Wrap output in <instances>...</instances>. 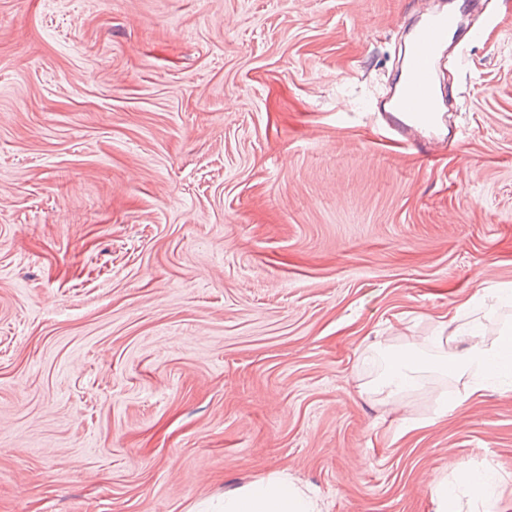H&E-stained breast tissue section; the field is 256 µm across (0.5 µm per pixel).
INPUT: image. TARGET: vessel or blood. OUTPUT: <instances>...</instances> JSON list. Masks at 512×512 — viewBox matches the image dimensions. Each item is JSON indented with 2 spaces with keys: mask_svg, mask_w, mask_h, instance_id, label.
Returning <instances> with one entry per match:
<instances>
[{
  "mask_svg": "<svg viewBox=\"0 0 512 512\" xmlns=\"http://www.w3.org/2000/svg\"><path fill=\"white\" fill-rule=\"evenodd\" d=\"M453 13L432 15L413 30L401 48L403 80L386 101V120L399 130L433 127L439 120L436 95V64L448 36L457 28Z\"/></svg>",
  "mask_w": 512,
  "mask_h": 512,
  "instance_id": "vessel-or-blood-1",
  "label": "vessel or blood"
}]
</instances>
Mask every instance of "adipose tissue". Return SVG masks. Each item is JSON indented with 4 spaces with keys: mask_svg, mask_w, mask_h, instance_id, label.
<instances>
[{
    "mask_svg": "<svg viewBox=\"0 0 512 512\" xmlns=\"http://www.w3.org/2000/svg\"><path fill=\"white\" fill-rule=\"evenodd\" d=\"M443 342L444 354L437 360L424 355L388 353L384 372L369 386L371 392L385 394L391 400L415 387L419 376L437 369L458 379H467L472 387L488 380H512V328L497 336L486 337L479 326L458 324ZM224 512H320L309 492L276 473L236 488L224 495Z\"/></svg>",
    "mask_w": 512,
    "mask_h": 512,
    "instance_id": "adipose-tissue-1",
    "label": "adipose tissue"
}]
</instances>
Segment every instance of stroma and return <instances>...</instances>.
Wrapping results in <instances>:
<instances>
[{"label": "stroma", "instance_id": "1", "mask_svg": "<svg viewBox=\"0 0 512 512\" xmlns=\"http://www.w3.org/2000/svg\"><path fill=\"white\" fill-rule=\"evenodd\" d=\"M438 130L379 102L416 22ZM512 0H0V512H512V386L369 393L377 346L512 305ZM446 413H438L440 404ZM224 512H321L314 497L276 473L224 494Z\"/></svg>", "mask_w": 512, "mask_h": 512}]
</instances>
